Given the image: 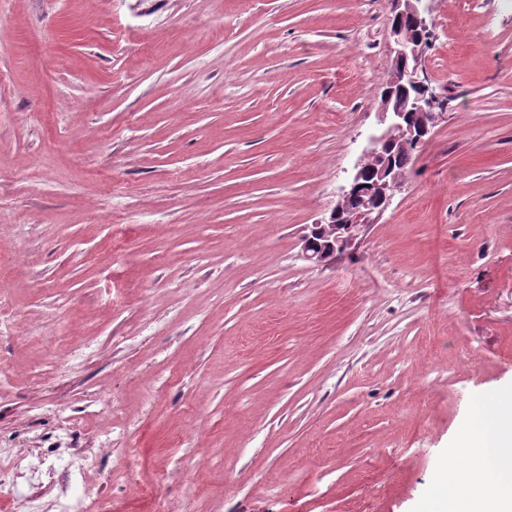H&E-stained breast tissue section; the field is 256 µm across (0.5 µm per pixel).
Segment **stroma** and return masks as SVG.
<instances>
[{
    "label": "stroma",
    "instance_id": "obj_1",
    "mask_svg": "<svg viewBox=\"0 0 512 512\" xmlns=\"http://www.w3.org/2000/svg\"><path fill=\"white\" fill-rule=\"evenodd\" d=\"M445 113L330 262L391 0H0V439L70 512H429L512 391V12L422 0ZM152 486L141 497L123 470Z\"/></svg>",
    "mask_w": 512,
    "mask_h": 512
}]
</instances>
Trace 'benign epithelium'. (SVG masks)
<instances>
[{
  "label": "benign epithelium",
  "instance_id": "7a95c632",
  "mask_svg": "<svg viewBox=\"0 0 512 512\" xmlns=\"http://www.w3.org/2000/svg\"><path fill=\"white\" fill-rule=\"evenodd\" d=\"M393 2L394 16L411 17L421 27H428L425 10L419 7L422 0ZM389 29L393 66L378 110L382 128L371 137L349 189L342 193L329 220L311 225L303 238L304 257L316 263L345 252L360 228L374 223L388 207L394 192L402 187L406 171L396 164L389 147L407 148L421 143L441 116L435 111V97L418 77L424 41L407 35L397 24L389 25Z\"/></svg>",
  "mask_w": 512,
  "mask_h": 512
}]
</instances>
